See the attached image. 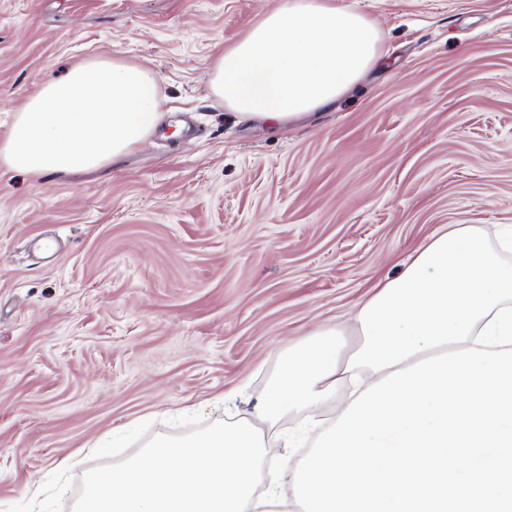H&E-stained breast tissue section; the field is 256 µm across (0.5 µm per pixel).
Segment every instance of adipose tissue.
<instances>
[{
    "mask_svg": "<svg viewBox=\"0 0 512 512\" xmlns=\"http://www.w3.org/2000/svg\"><path fill=\"white\" fill-rule=\"evenodd\" d=\"M379 59L366 16L335 0H287L215 56L209 85L225 109L279 129L346 94ZM160 121L159 78L120 58H91L47 77L0 135V166L38 179L98 169L134 151ZM512 229L492 250L474 225L451 224L379 284L354 315L359 343L332 338L284 353L255 410L273 422L355 392L420 360L467 348L512 349ZM265 439L252 421L160 438L141 456L86 480L78 512H288L293 493L259 492Z\"/></svg>",
    "mask_w": 512,
    "mask_h": 512,
    "instance_id": "ef3b65f1",
    "label": "adipose tissue"
}]
</instances>
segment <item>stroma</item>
I'll use <instances>...</instances> for the list:
<instances>
[{
  "label": "stroma",
  "instance_id": "obj_1",
  "mask_svg": "<svg viewBox=\"0 0 512 512\" xmlns=\"http://www.w3.org/2000/svg\"><path fill=\"white\" fill-rule=\"evenodd\" d=\"M280 2L0 0V134L92 57L151 67L163 113L97 171L0 169V512H73L88 474L250 412L316 330L353 347L359 303L445 225L512 224V0H339L383 61L284 130L208 89Z\"/></svg>",
  "mask_w": 512,
  "mask_h": 512
}]
</instances>
